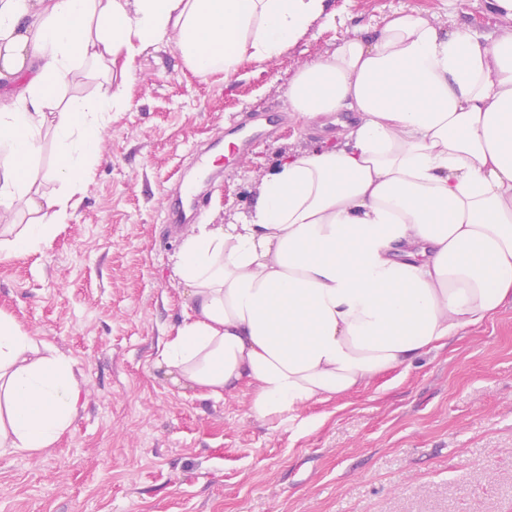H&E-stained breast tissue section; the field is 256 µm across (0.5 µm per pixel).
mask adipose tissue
<instances>
[{
    "instance_id": "obj_1",
    "label": "adipose tissue",
    "mask_w": 512,
    "mask_h": 512,
    "mask_svg": "<svg viewBox=\"0 0 512 512\" xmlns=\"http://www.w3.org/2000/svg\"><path fill=\"white\" fill-rule=\"evenodd\" d=\"M327 0H0V221L7 252L45 245L129 107L135 58L177 38L188 68L233 74L282 54ZM102 65L111 80L59 92ZM295 117L355 112L343 142L281 155L253 207L186 236L187 288L157 368L201 397L253 387L271 420L411 367L512 300V33L450 30L414 9L301 70ZM57 152L35 163L44 128ZM64 191H42L46 179ZM30 216L15 227L16 209ZM80 401L70 362L0 315V453L50 447Z\"/></svg>"
}]
</instances>
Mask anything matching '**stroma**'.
<instances>
[{"label":"stroma","mask_w":512,"mask_h":512,"mask_svg":"<svg viewBox=\"0 0 512 512\" xmlns=\"http://www.w3.org/2000/svg\"><path fill=\"white\" fill-rule=\"evenodd\" d=\"M448 29L512 32L491 0H330L281 55L205 77L174 41L144 51L112 115L99 162L48 245L0 260V314L68 358L79 411L49 448L0 455V512H512V303L409 368L294 418L251 412V389L199 398L154 360L182 317L173 273L191 225L170 231V192L200 176V224H229L288 149L338 141L304 125L288 85L392 11ZM276 138L223 153L244 115ZM219 150L213 179L196 150Z\"/></svg>","instance_id":"obj_1"}]
</instances>
